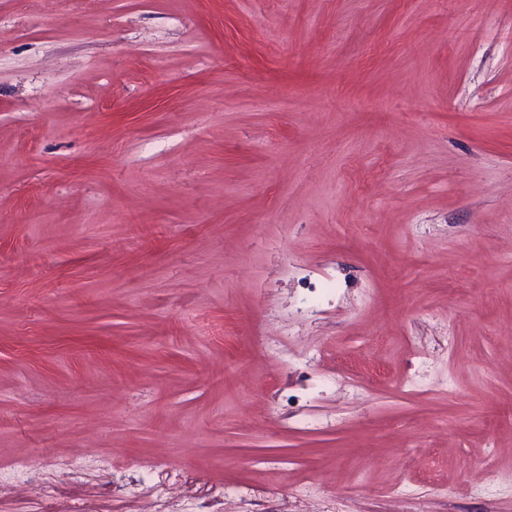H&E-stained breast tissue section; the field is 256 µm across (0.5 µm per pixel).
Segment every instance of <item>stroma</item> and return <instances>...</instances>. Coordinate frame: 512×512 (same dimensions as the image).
<instances>
[{"label": "stroma", "mask_w": 512, "mask_h": 512, "mask_svg": "<svg viewBox=\"0 0 512 512\" xmlns=\"http://www.w3.org/2000/svg\"><path fill=\"white\" fill-rule=\"evenodd\" d=\"M153 484L512 512V0H0V512Z\"/></svg>", "instance_id": "stroma-1"}]
</instances>
